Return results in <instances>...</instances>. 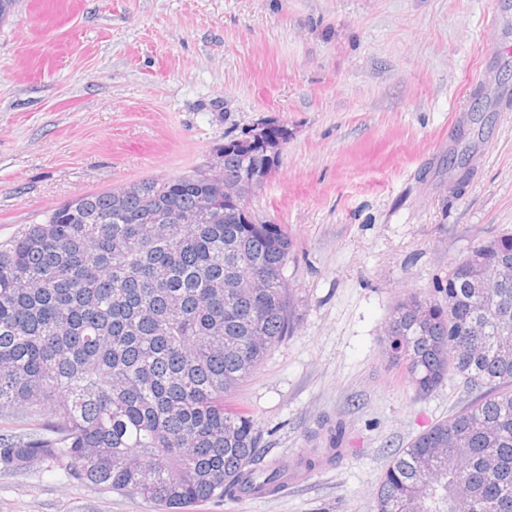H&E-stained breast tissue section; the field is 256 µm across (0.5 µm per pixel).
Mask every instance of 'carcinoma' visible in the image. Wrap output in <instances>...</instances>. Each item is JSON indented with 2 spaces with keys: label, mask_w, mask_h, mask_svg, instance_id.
<instances>
[{
  "label": "carcinoma",
  "mask_w": 512,
  "mask_h": 512,
  "mask_svg": "<svg viewBox=\"0 0 512 512\" xmlns=\"http://www.w3.org/2000/svg\"><path fill=\"white\" fill-rule=\"evenodd\" d=\"M288 131L235 137L204 171L145 178L54 209L0 245V460L35 457L166 512L274 493L254 417L226 394L291 328V239L251 195L224 214V182L273 172ZM215 202L212 219L198 204ZM441 296L411 294L388 325L390 362L419 396L454 375L476 398L415 436L384 471L375 512H512V233L448 268ZM296 462L312 472L342 455Z\"/></svg>",
  "instance_id": "carcinoma-1"
}]
</instances>
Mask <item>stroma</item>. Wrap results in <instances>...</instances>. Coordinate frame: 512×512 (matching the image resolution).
<instances>
[{
    "label": "stroma",
    "instance_id": "1",
    "mask_svg": "<svg viewBox=\"0 0 512 512\" xmlns=\"http://www.w3.org/2000/svg\"><path fill=\"white\" fill-rule=\"evenodd\" d=\"M512 0H18L0 25V244L63 203L209 166L261 122L288 138L251 197L292 241L290 334L226 398L265 459L345 451L287 492L193 512H375L411 438L472 400L387 359L396 302L512 232ZM470 180L448 191V154ZM0 512H163L35 458Z\"/></svg>",
    "mask_w": 512,
    "mask_h": 512
}]
</instances>
